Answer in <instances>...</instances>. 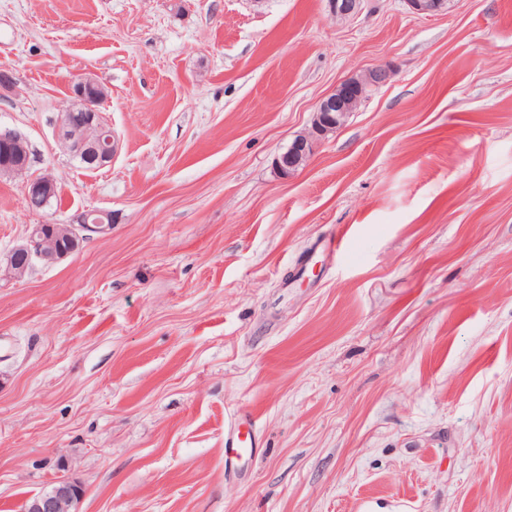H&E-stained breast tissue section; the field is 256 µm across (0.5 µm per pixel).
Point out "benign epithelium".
Segmentation results:
<instances>
[{"instance_id":"obj_1","label":"benign epithelium","mask_w":512,"mask_h":512,"mask_svg":"<svg viewBox=\"0 0 512 512\" xmlns=\"http://www.w3.org/2000/svg\"><path fill=\"white\" fill-rule=\"evenodd\" d=\"M418 15H431L443 7L446 0H405ZM390 77L384 67L366 70L351 78L335 91L321 99L313 113L311 128L297 135L286 150L279 154L276 166L281 176L287 178L305 166L318 141L336 132L349 114L356 110L368 87L380 85ZM107 96L103 86L92 78L76 83L72 88L70 103L64 108L58 126L61 147L77 160H88L103 168L112 163L117 142L112 126L98 110V104ZM29 142L20 132L0 129V177L19 176L29 169ZM57 186L50 176L29 178L23 185L24 199L48 196ZM114 216L106 209L84 210L67 224H32L24 241L16 245L5 257H0V267H5L9 277L20 279L33 262H58L72 254L80 242L93 234H105L112 229ZM84 488L81 483L66 476L55 479L42 492L28 499L27 512H78Z\"/></svg>"}]
</instances>
